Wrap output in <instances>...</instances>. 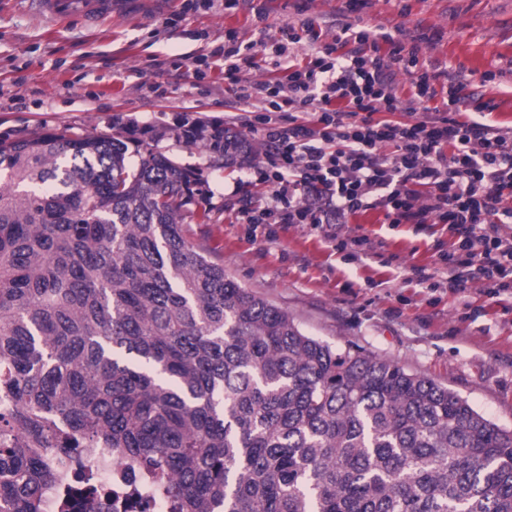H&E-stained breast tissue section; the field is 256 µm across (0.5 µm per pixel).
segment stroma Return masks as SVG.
Masks as SVG:
<instances>
[{"label": "stroma", "mask_w": 512, "mask_h": 512, "mask_svg": "<svg viewBox=\"0 0 512 512\" xmlns=\"http://www.w3.org/2000/svg\"><path fill=\"white\" fill-rule=\"evenodd\" d=\"M343 0H121L109 15L51 18L38 0H0V138L45 130L126 140L192 170L185 208L189 236L223 260L224 272L290 314L310 336L355 345L448 387L485 417L512 430V312L476 290L451 293L438 272L451 249L447 225L391 224L369 210L343 224H242L238 209L268 196L250 164L174 135L189 113L204 126L237 113L215 50L228 33L277 39L282 28L312 18L329 30ZM264 11V27L255 13ZM364 22L405 42L470 82L490 101L491 123L512 129V0H369ZM209 60L202 77L190 67ZM495 80L480 85L483 73ZM209 223H196L200 214ZM366 235L371 253L337 251L333 236ZM434 270L433 284L411 279L410 266Z\"/></svg>", "instance_id": "obj_1"}]
</instances>
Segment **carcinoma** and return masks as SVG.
<instances>
[{
    "mask_svg": "<svg viewBox=\"0 0 512 512\" xmlns=\"http://www.w3.org/2000/svg\"><path fill=\"white\" fill-rule=\"evenodd\" d=\"M127 152L0 139V512H41L68 448L117 450L175 512H512L511 430L303 333L187 236L191 173Z\"/></svg>",
    "mask_w": 512,
    "mask_h": 512,
    "instance_id": "cac0c4a2",
    "label": "carcinoma"
}]
</instances>
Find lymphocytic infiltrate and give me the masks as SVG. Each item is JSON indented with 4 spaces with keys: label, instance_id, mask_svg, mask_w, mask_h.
<instances>
[{
    "label": "lymphocytic infiltrate",
    "instance_id": "f902f5d3",
    "mask_svg": "<svg viewBox=\"0 0 512 512\" xmlns=\"http://www.w3.org/2000/svg\"><path fill=\"white\" fill-rule=\"evenodd\" d=\"M284 34L273 47L231 34L220 50L241 127L279 161L256 166L271 191L239 209L240 223L316 228L373 209L392 224H444L456 237L439 255L449 289L511 301L512 131L478 120L490 102L418 46L357 20L326 38L309 18ZM270 49L274 70L245 79Z\"/></svg>",
    "mask_w": 512,
    "mask_h": 512
}]
</instances>
